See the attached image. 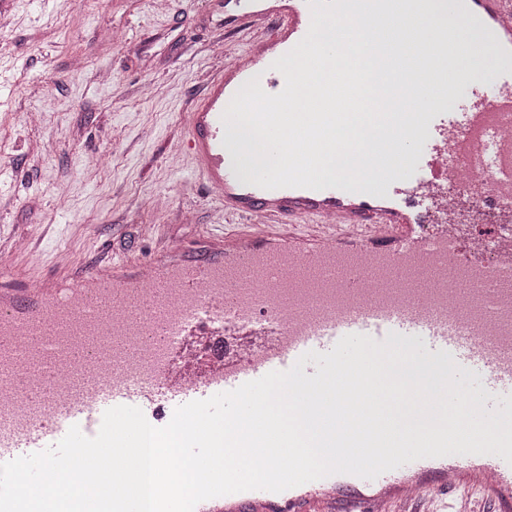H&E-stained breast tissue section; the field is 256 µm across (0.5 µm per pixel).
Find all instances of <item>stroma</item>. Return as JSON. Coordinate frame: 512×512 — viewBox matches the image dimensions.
<instances>
[{"label": "stroma", "mask_w": 512, "mask_h": 512, "mask_svg": "<svg viewBox=\"0 0 512 512\" xmlns=\"http://www.w3.org/2000/svg\"><path fill=\"white\" fill-rule=\"evenodd\" d=\"M0 263L51 275L166 236L197 248L224 210L184 157L186 114L244 47L202 0H0Z\"/></svg>", "instance_id": "1"}]
</instances>
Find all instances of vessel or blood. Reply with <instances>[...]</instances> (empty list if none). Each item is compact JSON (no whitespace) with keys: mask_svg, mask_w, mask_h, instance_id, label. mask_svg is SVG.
<instances>
[{"mask_svg":"<svg viewBox=\"0 0 512 512\" xmlns=\"http://www.w3.org/2000/svg\"><path fill=\"white\" fill-rule=\"evenodd\" d=\"M427 26L464 20L472 53L448 100L408 116L398 172L367 193L265 189L242 175L222 116L251 78L276 94L274 62L311 23L308 0H224V24L256 31L209 78L188 116L186 156L242 229L208 234L197 258L168 240L145 260L101 261L57 276L0 270V463L97 435L105 411L135 406L156 427L175 409L228 392L349 334L397 333L420 361L453 359L482 379L485 411L512 397V0H436ZM497 226L467 258L464 206ZM436 230L411 234L410 225ZM438 280L420 292L408 278ZM241 337L238 348L230 337ZM451 490L512 512V464L494 454L422 458L374 479L334 474L281 492L248 490L194 512H439Z\"/></svg>","mask_w":512,"mask_h":512,"instance_id":"vessel-or-blood-1","label":"vessel or blood"}]
</instances>
